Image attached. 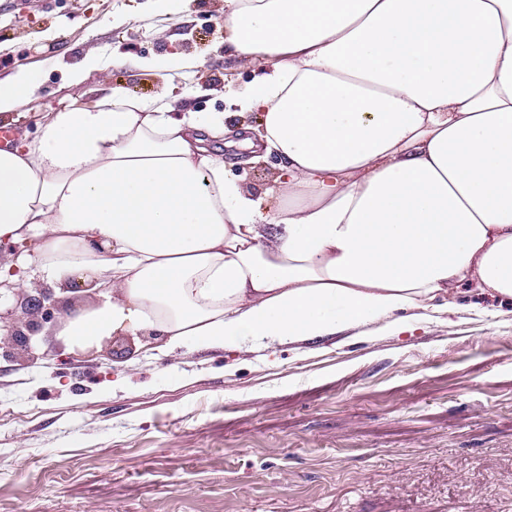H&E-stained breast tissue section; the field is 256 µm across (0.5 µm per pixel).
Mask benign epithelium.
Returning a JSON list of instances; mask_svg holds the SVG:
<instances>
[{"label": "benign epithelium", "mask_w": 512, "mask_h": 512, "mask_svg": "<svg viewBox=\"0 0 512 512\" xmlns=\"http://www.w3.org/2000/svg\"><path fill=\"white\" fill-rule=\"evenodd\" d=\"M21 312L10 308L6 313H0V320L11 317L14 325L3 336L0 342V354L9 356L12 351L21 347L32 352V344L39 333L48 325L53 326L59 314L58 301L47 288H35L33 293H23L18 289H11Z\"/></svg>", "instance_id": "1"}]
</instances>
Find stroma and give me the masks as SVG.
Segmentation results:
<instances>
[{
	"mask_svg": "<svg viewBox=\"0 0 512 512\" xmlns=\"http://www.w3.org/2000/svg\"><path fill=\"white\" fill-rule=\"evenodd\" d=\"M20 70L39 86L17 137L106 86L225 113L258 75L224 55V0H0V79ZM224 158L256 197L279 174ZM402 318L170 357L43 330L37 364L0 358V512H512V299L462 286Z\"/></svg>",
	"mask_w": 512,
	"mask_h": 512,
	"instance_id": "1",
	"label": "stroma"
}]
</instances>
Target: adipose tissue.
<instances>
[{
	"label": "adipose tissue",
	"instance_id": "1",
	"mask_svg": "<svg viewBox=\"0 0 512 512\" xmlns=\"http://www.w3.org/2000/svg\"><path fill=\"white\" fill-rule=\"evenodd\" d=\"M233 99L282 174L247 194L225 116L111 88L0 148V282L85 286L75 345L271 347L466 283L512 298V0H224Z\"/></svg>",
	"mask_w": 512,
	"mask_h": 512
}]
</instances>
